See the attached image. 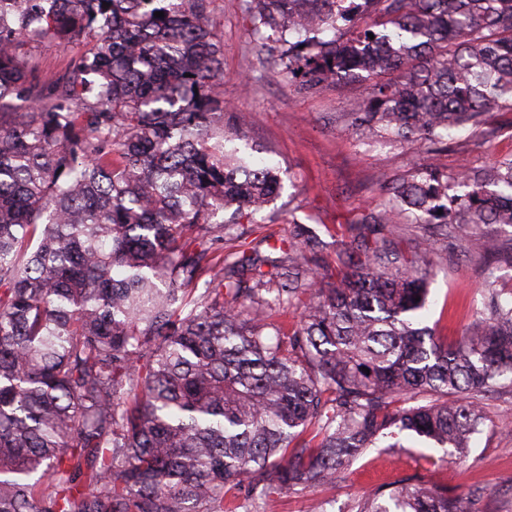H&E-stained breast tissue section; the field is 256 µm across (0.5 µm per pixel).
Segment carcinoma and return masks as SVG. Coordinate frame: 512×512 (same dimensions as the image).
Listing matches in <instances>:
<instances>
[{"mask_svg": "<svg viewBox=\"0 0 512 512\" xmlns=\"http://www.w3.org/2000/svg\"><path fill=\"white\" fill-rule=\"evenodd\" d=\"M209 4L0 0V512H274L383 439L466 455L482 400L512 392V238L490 229L512 227V155L383 181L334 266L294 219L280 256L251 250L283 180L227 146L247 115L224 117ZM242 6L288 85L364 84L336 124L368 146L479 144L512 112V0ZM44 40L82 45L66 74L24 49ZM458 248L482 300L450 345L423 320ZM482 496L409 477L355 512Z\"/></svg>", "mask_w": 512, "mask_h": 512, "instance_id": "cac0c4a2", "label": "carcinoma"}]
</instances>
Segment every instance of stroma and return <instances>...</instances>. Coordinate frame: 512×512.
Returning <instances> with one entry per match:
<instances>
[{
	"instance_id": "obj_1",
	"label": "stroma",
	"mask_w": 512,
	"mask_h": 512,
	"mask_svg": "<svg viewBox=\"0 0 512 512\" xmlns=\"http://www.w3.org/2000/svg\"><path fill=\"white\" fill-rule=\"evenodd\" d=\"M214 32L224 50V103L231 112H246L249 124L235 145L252 152L255 161L283 172V192L262 214L253 237L262 254L287 237L289 219L316 227L324 242L321 252L336 261V241L356 207L382 201L378 183L418 163L448 170L462 164L481 165L488 155L512 154V129L504 128L485 145L470 142L466 130L454 133V149L427 155L417 147H367L350 131L336 126L337 113L347 111L362 85L347 82L316 94L303 95L257 56L241 11V0H210ZM430 305L426 324L437 335L456 339L476 318L481 306L480 278L468 259L452 256L430 270ZM484 420L471 437L465 460L405 440L400 448H370L335 487L283 496L275 512H309L323 502L326 512H353V505L374 487L417 476L455 493L478 486L484 491L483 512H512V395L486 398Z\"/></svg>"
}]
</instances>
